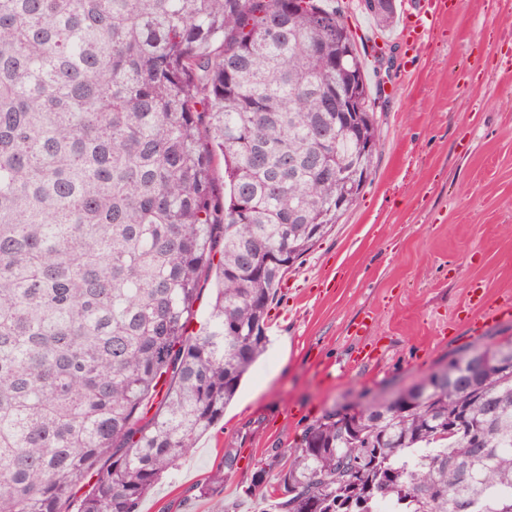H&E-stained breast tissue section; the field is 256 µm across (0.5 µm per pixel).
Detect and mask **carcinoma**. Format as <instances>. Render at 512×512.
<instances>
[{"instance_id": "carcinoma-1", "label": "carcinoma", "mask_w": 512, "mask_h": 512, "mask_svg": "<svg viewBox=\"0 0 512 512\" xmlns=\"http://www.w3.org/2000/svg\"><path fill=\"white\" fill-rule=\"evenodd\" d=\"M369 86L326 0H0V512H138L224 418L288 270L371 172ZM469 384L326 413L249 493L260 512H512V365Z\"/></svg>"}]
</instances>
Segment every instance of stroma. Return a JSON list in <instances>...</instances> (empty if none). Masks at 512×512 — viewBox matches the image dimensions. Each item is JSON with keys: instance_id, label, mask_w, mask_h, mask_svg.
<instances>
[{"instance_id": "obj_1", "label": "stroma", "mask_w": 512, "mask_h": 512, "mask_svg": "<svg viewBox=\"0 0 512 512\" xmlns=\"http://www.w3.org/2000/svg\"><path fill=\"white\" fill-rule=\"evenodd\" d=\"M378 104L383 141L355 205L288 272L266 353L224 418L140 503L139 512H254L258 462L324 411L389 393L461 347L512 336V0H458L408 47ZM237 471L199 488L225 451Z\"/></svg>"}]
</instances>
